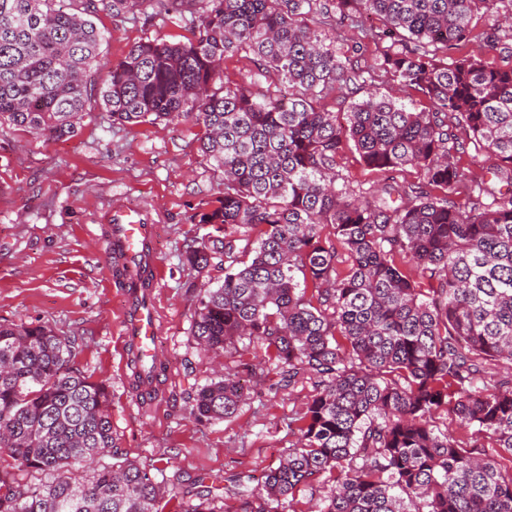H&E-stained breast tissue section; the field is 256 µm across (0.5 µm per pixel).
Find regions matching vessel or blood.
Wrapping results in <instances>:
<instances>
[{"label": "vessel or blood", "instance_id": "obj_1", "mask_svg": "<svg viewBox=\"0 0 512 512\" xmlns=\"http://www.w3.org/2000/svg\"><path fill=\"white\" fill-rule=\"evenodd\" d=\"M154 224L121 209L113 214L107 227L112 251L126 268L125 305L120 315L121 336L117 352L122 365L132 359L159 358L160 323L156 307L159 273L155 257Z\"/></svg>", "mask_w": 512, "mask_h": 512}]
</instances>
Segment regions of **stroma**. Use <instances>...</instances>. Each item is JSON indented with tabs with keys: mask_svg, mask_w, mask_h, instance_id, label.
I'll return each mask as SVG.
<instances>
[{
	"mask_svg": "<svg viewBox=\"0 0 512 512\" xmlns=\"http://www.w3.org/2000/svg\"><path fill=\"white\" fill-rule=\"evenodd\" d=\"M199 14L198 0H187L180 14L144 0L136 13L100 11L92 19L109 32L103 55L115 62L147 37L194 38ZM204 133L190 119L118 125L99 106L71 137L46 140L0 127V320L75 338V365L111 392L114 460L148 466L180 499L204 477L223 487L224 512H241L235 477L277 466L294 447L312 386H281L278 368L255 342L240 340L216 359L191 336L199 289L224 279L222 266L200 274L183 260L207 232L198 215L221 183L199 151ZM117 208L145 211L160 226L161 359L168 370L148 396L120 375L115 354L124 272L100 226ZM246 362L261 369L246 404L223 421L197 420L191 408L199 389Z\"/></svg>",
	"mask_w": 512,
	"mask_h": 512,
	"instance_id": "stroma-1",
	"label": "stroma"
}]
</instances>
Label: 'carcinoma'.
Listing matches in <instances>:
<instances>
[{
    "mask_svg": "<svg viewBox=\"0 0 512 512\" xmlns=\"http://www.w3.org/2000/svg\"><path fill=\"white\" fill-rule=\"evenodd\" d=\"M201 2L196 39L141 41L99 82L107 36L90 14L140 0H0V126L72 136L100 105L121 125L205 128L200 150L223 189L199 214L213 231L184 263L222 265L224 281L200 289L191 335L215 355L254 339L282 381H313L297 444L242 485L241 512H279L325 474L319 512H512L500 461L512 460V69L450 54L478 38L482 53H512V26L472 25L512 13V0ZM364 14L381 25L361 27ZM347 24L358 41L339 52ZM234 53L257 80H221ZM380 77L429 110L356 98ZM336 90L342 114L321 105ZM471 143L495 154L492 178L459 165ZM350 144L370 169L417 168L423 180L365 189L339 169ZM405 258L428 287L402 272ZM74 356L47 326L0 321V512H163L150 469L110 461L107 389ZM500 362L511 373L496 378ZM245 398L220 375L193 414L229 419ZM441 412L495 454L439 431ZM88 461V478H73ZM215 498L201 481L181 512H216Z\"/></svg>",
    "mask_w": 512,
    "mask_h": 512,
    "instance_id": "carcinoma-1",
    "label": "carcinoma"
}]
</instances>
